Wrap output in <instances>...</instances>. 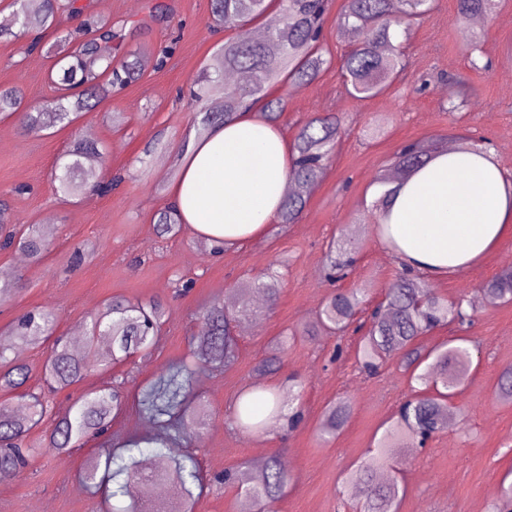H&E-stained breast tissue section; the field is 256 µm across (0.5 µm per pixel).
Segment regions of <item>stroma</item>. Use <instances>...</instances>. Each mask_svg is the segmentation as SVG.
Listing matches in <instances>:
<instances>
[{"mask_svg":"<svg viewBox=\"0 0 512 512\" xmlns=\"http://www.w3.org/2000/svg\"><path fill=\"white\" fill-rule=\"evenodd\" d=\"M85 2L95 13L125 21L122 53L150 65L137 81L68 126L28 134L16 117L0 115V199L8 201L20 223L40 225L47 243L38 264L20 252L0 253V271L24 275L27 281L13 302L0 305V329L27 310L49 307L59 315L58 332L67 334L87 329L110 297L165 301L167 322L152 354L107 372L87 367L78 384L48 394L55 415H61L85 390L120 383L130 391L164 364L191 359L204 332L199 309L223 302L241 282L276 270L279 298L273 308L258 305L247 330L239 332L235 366L195 371L192 386L207 409L206 423L182 424L179 436L209 474L280 452L293 480L274 512H353L359 494L344 484V473L364 457L409 390L398 360H388L370 376L355 361L356 335H321L296 342L274 373H258L256 366L266 357L270 340L313 319L328 294L324 264L329 241L360 242L356 262L338 286L364 290L368 306L381 301L400 274L401 263L378 238L372 205L375 178L403 142L445 144L463 134L489 144L496 161L512 174V0H497L494 12L469 29L456 20L455 0H437L422 21L401 23L408 76L363 100L342 86L341 58L351 41L335 14H328L321 45L331 59L329 67L311 85L276 89L286 98L278 125L287 136L317 113L342 118L344 135L327 173L297 223L268 225L260 238L225 246L218 257L205 255L204 239L189 228L158 236L153 217L166 205L179 152L196 133L178 92L212 63L221 41L240 37L244 30L215 33L209 26V0H166L175 11L171 28L150 17L157 0ZM169 38L175 41L171 56L155 64V47ZM26 41L23 35L0 40V88L18 89L35 105L54 94L48 79L52 60L24 53ZM474 42L490 60L489 69L472 70L468 49ZM459 74L470 77L476 93L452 112L448 78ZM116 113L121 121H113ZM160 132L166 150L144 156L145 146ZM85 137L105 148L96 159L98 179L119 172L124 181L109 194L60 198L51 174L73 142ZM84 243L93 250L83 263H74L73 252ZM510 266L512 235L474 264L427 283L448 298H473L484 282ZM186 280L192 289L177 295ZM460 333L471 341L470 379L454 401L457 413L448 429L425 447L399 449L398 479L405 488L399 512H491L504 476L512 472V401L496 394L501 372L512 367V304L475 307L465 331L442 326L422 341L432 347ZM249 386L275 387L286 404L301 400L303 423L293 430L280 423L256 435L232 429L228 415L239 392ZM342 396L351 402V417L336 438L324 440L322 411ZM151 431L136 405L128 404L111 433L90 439L68 456H36L26 479L0 481V512H33L40 504L50 512H104L100 496L79 475L83 462L104 454L118 439Z\"/></svg>","mask_w":512,"mask_h":512,"instance_id":"35a3bbf8","label":"stroma"}]
</instances>
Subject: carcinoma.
I'll list each match as a JSON object with an SVG mask.
<instances>
[{
    "label": "carcinoma",
    "instance_id": "carcinoma-1",
    "mask_svg": "<svg viewBox=\"0 0 512 512\" xmlns=\"http://www.w3.org/2000/svg\"><path fill=\"white\" fill-rule=\"evenodd\" d=\"M283 13L268 16L266 0H210V15L224 28L240 27L255 19L265 18L260 38L230 40L218 50L213 63L205 68L189 90L188 104L191 120L200 131L222 123L243 107L262 103L264 119L278 122L285 109L283 97L271 95L276 85H310L330 65L321 52V36L332 0H284ZM456 18L461 23L483 16L495 6V0H455ZM16 24L23 31L55 33L49 44L35 41L28 50H40L54 59L57 79L52 84L57 95L40 106L24 102L16 90L0 89V112L24 114V129L40 132L57 125L72 123L78 114L93 107L91 100L100 89H121L138 79L137 59H124L116 64L114 50L123 39V24L113 22L89 11L79 0H13ZM436 0H342L336 15L337 23L355 34V41L341 66L345 92L356 98H371L386 91L406 69L405 51L391 30L390 18L395 13L419 20L430 13ZM80 19L77 33L62 28L61 16ZM243 71L250 75L248 91L224 97V111L211 112L204 103L224 90V73ZM341 119L337 116L315 115L302 124L295 136V159L290 180L297 186L293 194L285 195L279 220L294 224L309 202L308 189L320 181L342 135ZM437 149L420 142L400 147L391 162V171L380 175L375 184L380 193L375 201L376 211L383 213L394 193L391 185L426 165ZM100 155L97 143L77 141L69 159L55 174L56 192L64 197H76L91 189L106 194L121 182L113 176L106 181L96 180L85 161ZM10 216L0 204V247L13 248L39 262L47 246L37 224H20L7 228ZM157 234L165 236L181 227L177 214L170 208L155 216ZM359 244L331 243L326 253L327 279L340 281L355 263ZM0 302L6 303L26 284L22 277L7 273L0 276ZM491 304L512 303V267L503 269L480 288ZM254 292H262L269 304L279 297V278L273 273L240 285V304L229 310L211 306L201 318L206 336L196 353L201 366L227 368L238 358L236 330L249 320L252 311L248 301ZM363 304L362 292L336 289L323 301L315 319L300 330L291 332L290 340H304L341 327L355 326L362 332L356 354L361 368L376 374L387 360L397 358L410 379L423 386L411 389L400 404L395 419L385 428L369 455L350 467L344 484L355 485L363 493L359 512H398L402 489L395 477L385 481L382 472L396 468V449L416 448L422 440L449 426L452 413L450 399L466 386L472 364L467 339L459 337L441 345L427 348L420 338L436 328L455 324L468 326L470 301L463 296L448 299L433 292L427 283L408 269L385 291L369 315V326L358 322ZM166 304L161 299L133 302L112 297L104 309L93 317L88 329L89 358L82 359L70 348L64 336L55 335L57 316L51 309L30 310L16 318L0 332V391L15 392L25 386L30 370L6 356L15 344L39 347L51 343L44 367L45 380L51 388L60 390L77 383L86 364L93 363L106 370L111 366L146 355L154 348L164 324ZM287 341L273 340L271 353L262 359L257 370L274 371L285 351ZM193 368L179 360L163 366L149 382L137 388L136 403L141 416L150 425L169 428L187 418L205 423V408L192 392ZM28 411L16 415L0 409V481L22 479L31 457L52 451L68 454L77 444L91 437L107 434L121 406L123 395L115 388L87 392L59 416L42 448L23 447V438L35 428L48 412L47 406L34 395H27ZM349 401L339 399L323 410L320 431L334 436L348 422ZM288 418L295 426L302 420L300 407L284 412V406L272 388H250L242 393L234 406L229 424L248 432H259L277 421ZM177 437L165 438L161 433L153 438L131 435L120 446L108 451L105 459L96 458L83 466L84 479L106 499H129L124 507L112 506L110 512H144L159 483L171 486L178 499L194 498L193 489L204 492L207 482L198 462L190 454L176 448ZM147 448L167 449L170 464L163 470L143 475L138 456ZM261 478L253 469L240 466L224 471L214 482L233 488L251 498L258 512L281 499L291 475L282 466L279 455L273 454L259 466Z\"/></svg>",
    "mask_w": 512,
    "mask_h": 512
}]
</instances>
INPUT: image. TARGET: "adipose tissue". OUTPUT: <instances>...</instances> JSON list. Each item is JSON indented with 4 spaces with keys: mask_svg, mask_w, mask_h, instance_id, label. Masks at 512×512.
<instances>
[{
    "mask_svg": "<svg viewBox=\"0 0 512 512\" xmlns=\"http://www.w3.org/2000/svg\"><path fill=\"white\" fill-rule=\"evenodd\" d=\"M291 166L284 132L246 108L191 138L168 204L196 234L245 243L277 220ZM379 229L405 266L447 275L512 233V180L491 152H438L400 183Z\"/></svg>",
    "mask_w": 512,
    "mask_h": 512,
    "instance_id": "adipose-tissue-1",
    "label": "adipose tissue"
}]
</instances>
